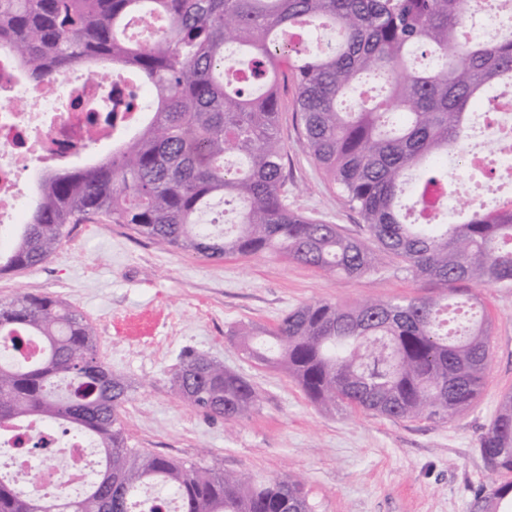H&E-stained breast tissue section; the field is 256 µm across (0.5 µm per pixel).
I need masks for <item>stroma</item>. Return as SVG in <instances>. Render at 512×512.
I'll return each instance as SVG.
<instances>
[{"instance_id":"1","label":"stroma","mask_w":512,"mask_h":512,"mask_svg":"<svg viewBox=\"0 0 512 512\" xmlns=\"http://www.w3.org/2000/svg\"><path fill=\"white\" fill-rule=\"evenodd\" d=\"M295 98L294 86L282 88L288 205L357 235L360 214L339 201L303 147ZM377 267L376 274L342 279L270 255L214 261L98 220L70 225L44 263L0 274V301L49 295L86 316L100 358L133 385L124 413L131 447L201 467L218 459L228 473L300 476L316 512H468L474 491L495 478L480 438L512 393V291H479L492 320L485 386L468 411L444 423L315 408L285 373L247 359L231 336L274 326L314 301L344 306L437 292L389 253H378ZM188 352L250 379L256 410L228 426L185 402L173 378Z\"/></svg>"}]
</instances>
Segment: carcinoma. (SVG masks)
I'll return each instance as SVG.
<instances>
[{
  "label": "carcinoma",
  "instance_id": "cac0c4a2",
  "mask_svg": "<svg viewBox=\"0 0 512 512\" xmlns=\"http://www.w3.org/2000/svg\"><path fill=\"white\" fill-rule=\"evenodd\" d=\"M474 0H0V46L34 79L83 63H108L150 91L149 121L103 161L45 175L0 274L44 262L70 224L103 219L185 251L222 260L273 254L331 276L399 257L437 296L304 304L275 326L243 330L247 358L283 370L316 408L344 405L390 420L441 422L478 399L491 324L475 291H512V200L472 205L459 220L420 215L448 193V163L470 144L472 109L512 82V18L491 39L472 35ZM168 27L143 45L130 20ZM314 26L323 48L285 41ZM249 57L246 84L224 79L226 51ZM372 78L379 89L360 87ZM296 87L303 147L359 212L363 233L295 213L284 194L280 85ZM221 196L240 222L216 232L198 223ZM30 339L42 353H20ZM179 395L235 423L257 406L241 374L205 354L176 376ZM131 383L97 353L93 327L66 302L25 293L0 302V433L35 417L66 436H91L100 468L77 496L24 490L0 474V512H156L141 488L165 490L176 512H314L301 480L256 481L198 468L128 445L122 418ZM491 468L512 472V393L479 442ZM470 512H512V481L477 490Z\"/></svg>",
  "mask_w": 512,
  "mask_h": 512
}]
</instances>
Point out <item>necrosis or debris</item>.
<instances>
[{"label":"necrosis or debris","instance_id":"4bbe7bcc","mask_svg":"<svg viewBox=\"0 0 512 512\" xmlns=\"http://www.w3.org/2000/svg\"><path fill=\"white\" fill-rule=\"evenodd\" d=\"M133 88L131 78L111 72L96 78L64 71L51 78H29L16 57L0 48V236L22 223L30 189L24 173L42 174L93 161L110 150L116 128L112 110ZM498 128L489 132L490 149H466L465 164L483 168L495 163L500 185L512 186V146L499 143ZM29 435L49 441L51 455L28 459L13 454L0 439V455L28 478L33 493L51 497L88 484L92 463L89 440L62 443L52 431L28 424Z\"/></svg>","mask_w":512,"mask_h":512}]
</instances>
